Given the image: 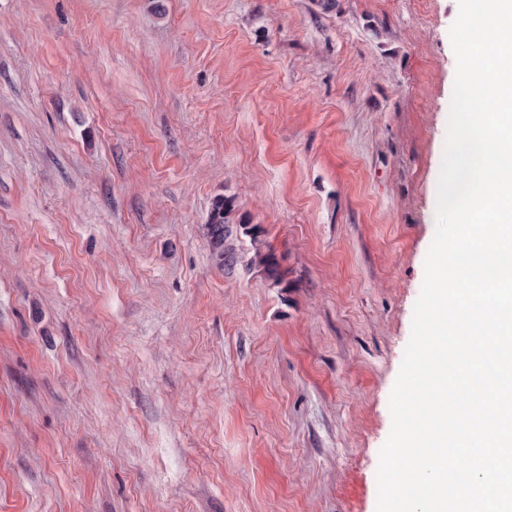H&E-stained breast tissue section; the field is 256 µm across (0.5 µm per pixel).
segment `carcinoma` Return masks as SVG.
I'll return each mask as SVG.
<instances>
[{"instance_id":"cac0c4a2","label":"carcinoma","mask_w":512,"mask_h":512,"mask_svg":"<svg viewBox=\"0 0 512 512\" xmlns=\"http://www.w3.org/2000/svg\"><path fill=\"white\" fill-rule=\"evenodd\" d=\"M203 230L219 266L236 260L234 239L245 236L250 239L252 247V265L261 268L274 283L285 282L286 273L266 243L263 229L250 223L246 215L239 212L235 196L226 193L214 196Z\"/></svg>"}]
</instances>
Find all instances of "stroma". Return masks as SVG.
I'll return each mask as SVG.
<instances>
[{
	"instance_id": "obj_1",
	"label": "stroma",
	"mask_w": 512,
	"mask_h": 512,
	"mask_svg": "<svg viewBox=\"0 0 512 512\" xmlns=\"http://www.w3.org/2000/svg\"><path fill=\"white\" fill-rule=\"evenodd\" d=\"M457 15L0 0V512H376ZM203 230L219 266L224 267V264L236 260L234 239L245 236L250 239L252 247V265L261 268L275 284L285 282L286 273L266 243L263 229L251 224L246 215L239 212L234 195L224 193L214 196Z\"/></svg>"
}]
</instances>
